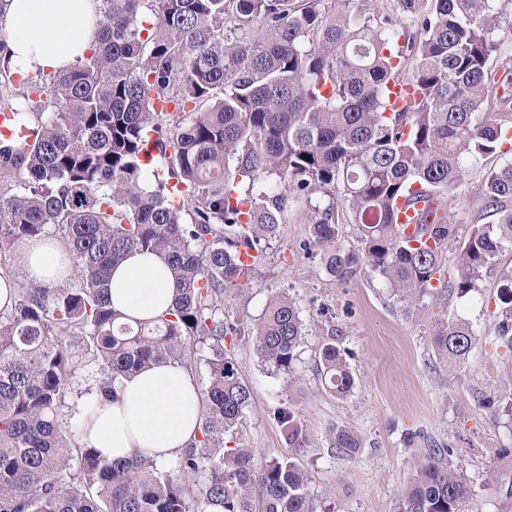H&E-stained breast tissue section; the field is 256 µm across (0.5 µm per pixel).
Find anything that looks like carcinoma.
<instances>
[{
    "mask_svg": "<svg viewBox=\"0 0 512 512\" xmlns=\"http://www.w3.org/2000/svg\"><path fill=\"white\" fill-rule=\"evenodd\" d=\"M96 47L58 74L13 87L0 25V272L16 249L52 234L70 253L73 286H23L0 310V512H310L297 459L309 441L296 411L273 416L291 453L259 465L236 442L251 388L224 346L245 335L224 315V292L261 267L289 204L309 225L307 248L345 282L366 260L410 297L438 287L458 298L479 288L512 252V161L484 180L480 216L458 243V274L443 255L456 241L448 192L466 168L512 150V76L491 57L512 46L497 34L493 0H394L382 17L366 0H101ZM409 19L402 25L401 17ZM409 105L387 111L389 81ZM155 184L144 187V170ZM418 231L404 234L403 206ZM358 225L362 254L343 250L339 225ZM135 252L160 255L178 297L158 322L112 309V269ZM498 294L497 335H512V269ZM304 336L296 301L271 298L251 334L262 360L292 374ZM477 334L439 320L435 354L465 364ZM209 373L198 430L177 457L187 486L144 454L113 461L81 442L62 414L78 397L112 399L116 382L151 364ZM329 391L354 378L336 344L323 345ZM100 378L79 389L81 371ZM492 479L512 498V448ZM394 512H479L472 482L428 456Z\"/></svg>",
    "mask_w": 512,
    "mask_h": 512,
    "instance_id": "cac0c4a2",
    "label": "carcinoma"
}]
</instances>
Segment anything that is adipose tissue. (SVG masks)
<instances>
[{
    "label": "adipose tissue",
    "instance_id": "obj_1",
    "mask_svg": "<svg viewBox=\"0 0 512 512\" xmlns=\"http://www.w3.org/2000/svg\"><path fill=\"white\" fill-rule=\"evenodd\" d=\"M100 18V0H5L0 8V28L23 71L72 66L95 46ZM16 263L21 278L0 276V309L11 305L20 284L56 286L72 273L68 252L51 235L22 246ZM108 289L115 310L142 320L168 313L175 297L172 274L153 253L120 263ZM200 416V391L192 374L167 361L122 378L112 400L82 416V440L112 459L139 451L165 463L193 438Z\"/></svg>",
    "mask_w": 512,
    "mask_h": 512
}]
</instances>
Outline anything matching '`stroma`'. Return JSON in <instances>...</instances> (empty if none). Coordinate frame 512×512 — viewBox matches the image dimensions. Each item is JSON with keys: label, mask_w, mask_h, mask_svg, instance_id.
I'll list each match as a JSON object with an SVG mask.
<instances>
[{"label": "stroma", "mask_w": 512, "mask_h": 512, "mask_svg": "<svg viewBox=\"0 0 512 512\" xmlns=\"http://www.w3.org/2000/svg\"><path fill=\"white\" fill-rule=\"evenodd\" d=\"M512 160V151L470 165L451 194L448 217L466 236L490 170ZM308 225L290 212L269 245L265 265L246 285L227 291L224 309L244 327L261 318L278 293L298 303L306 334L292 377L262 362L251 340L239 341L230 356L252 388L237 435L257 462L288 454L282 428L273 417L281 404L298 413L309 434L299 460L309 475L312 512H392L424 456L452 449L451 462L474 483L481 512H512L491 482L501 451L512 448V346L497 339L500 272L512 268L505 252L484 274L476 292L442 298L426 292L395 295L369 265L350 280L330 277L319 252L302 248ZM461 316L478 335V346L458 371L436 357L430 338L439 319ZM335 340L354 376L344 398L327 392L318 372L322 345ZM344 428L358 439L355 450L335 448L333 432Z\"/></svg>", "instance_id": "obj_1"}]
</instances>
